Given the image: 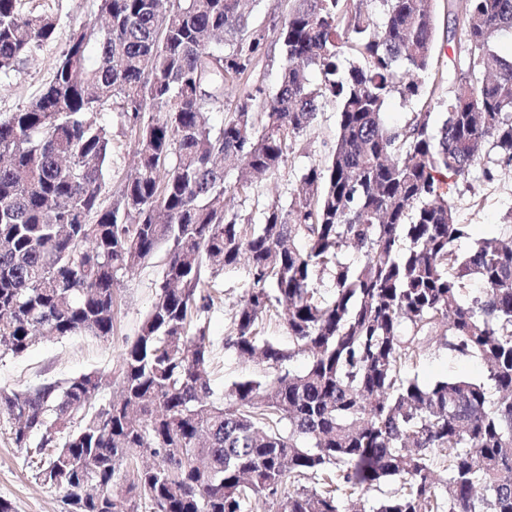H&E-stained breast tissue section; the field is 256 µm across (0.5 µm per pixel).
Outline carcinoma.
I'll return each instance as SVG.
<instances>
[{
  "label": "carcinoma",
  "mask_w": 512,
  "mask_h": 512,
  "mask_svg": "<svg viewBox=\"0 0 512 512\" xmlns=\"http://www.w3.org/2000/svg\"><path fill=\"white\" fill-rule=\"evenodd\" d=\"M293 2L276 30V92L258 115L244 93L216 132L226 79L263 40L243 0H97L99 20L72 34L41 93L0 115L1 352L38 336L109 340L118 274L165 249L118 375L0 388V415L42 484L80 512H252L262 499L281 512H512V209L462 254L454 201L490 155L512 172V55L493 45L512 34V0H448L459 67L446 119L413 112L397 130L388 99L422 96L431 74L432 0ZM56 27L0 0V79ZM328 97L336 143L306 169L305 194L240 223L221 161L248 190ZM109 103L135 130L138 165L106 206ZM243 259L254 288L225 345L260 368L218 400L202 318L213 280ZM268 314L288 347L259 336ZM440 348L481 359L486 380L408 374Z\"/></svg>",
  "instance_id": "carcinoma-1"
}]
</instances>
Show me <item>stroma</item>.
I'll return each mask as SVG.
<instances>
[{"instance_id":"1","label":"stroma","mask_w":512,"mask_h":512,"mask_svg":"<svg viewBox=\"0 0 512 512\" xmlns=\"http://www.w3.org/2000/svg\"><path fill=\"white\" fill-rule=\"evenodd\" d=\"M18 6L26 14L53 16L57 28L52 42L38 49L11 79L0 83L2 115L17 111L40 94L51 80L56 60L74 31L98 16L97 0H19ZM290 7L291 0H255L251 24L254 31L262 35L263 45L246 73L228 83L223 108L211 114L213 128H220L230 117L237 98L245 91L256 93L254 109L258 112L275 92L284 56L275 41L273 27L287 19ZM447 92L448 86L443 83L437 86L434 94H426L416 100L392 97L384 111L386 126H403L412 113L424 109L432 112L435 121H442L444 113L438 100ZM103 118L112 126L109 182L112 191L116 192L134 166V135L117 108L107 109ZM336 124L335 103L324 101L298 148L289 154L272 177L235 194L229 204L230 211L237 213L242 223L259 224L264 220L263 212L267 205L288 206L301 188L305 169L331 153L336 139ZM455 205L459 223L469 225L471 231L470 238L459 244L460 250L465 252L475 239L493 231L505 212L512 208V175L500 172L490 181L474 176L470 187L462 188L456 194ZM162 260V255H155L135 272L120 275L112 338L104 341L93 336L74 335L42 339L18 357L0 353V387L27 389L45 379L65 380L93 370H114L121 352L136 336L152 304ZM253 286L247 263L224 269L215 281L221 301L204 316L214 345L212 387L219 396L233 380L253 369L252 364L243 362L233 349L224 345L237 306ZM413 372L423 382L453 376L481 380L485 377L486 367L480 359L457 357L443 348L422 358ZM11 428V422L0 417V499L11 503L13 512H64L62 492L38 480L35 459L15 448Z\"/></svg>"}]
</instances>
